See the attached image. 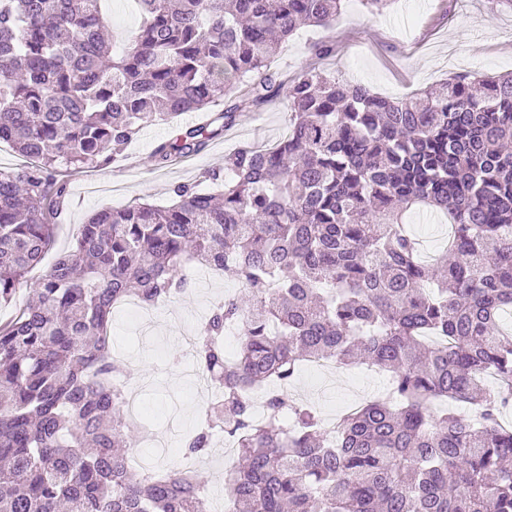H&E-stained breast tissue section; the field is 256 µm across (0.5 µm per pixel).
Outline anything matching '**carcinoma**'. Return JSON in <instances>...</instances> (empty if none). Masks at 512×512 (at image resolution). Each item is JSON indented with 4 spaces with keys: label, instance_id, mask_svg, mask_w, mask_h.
<instances>
[{
    "label": "carcinoma",
    "instance_id": "obj_1",
    "mask_svg": "<svg viewBox=\"0 0 512 512\" xmlns=\"http://www.w3.org/2000/svg\"><path fill=\"white\" fill-rule=\"evenodd\" d=\"M137 2L117 52L103 0H0V142L27 160L0 170V304L54 242L64 173L106 167L156 121L177 133L155 162L196 155L278 98L288 134L224 157L203 177L215 192L95 211L0 324V512H211L203 473L128 467L109 335L117 303L175 297L189 263L240 285L196 337L218 397L181 446L209 456L216 428L237 444L225 512H512V75L402 98L314 70L285 85L279 45L331 26L343 0ZM189 112L212 118L177 124ZM416 207L450 219L438 274L403 229ZM311 359L377 366L391 398L330 432L284 390Z\"/></svg>",
    "mask_w": 512,
    "mask_h": 512
}]
</instances>
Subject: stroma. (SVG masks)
<instances>
[{"label":"stroma","mask_w":512,"mask_h":512,"mask_svg":"<svg viewBox=\"0 0 512 512\" xmlns=\"http://www.w3.org/2000/svg\"><path fill=\"white\" fill-rule=\"evenodd\" d=\"M323 41L331 42L335 51L321 60L312 47ZM312 65L390 98L434 86L458 73L506 75L512 73V9L492 8L489 0H392L383 12L373 14L364 0H346L331 27L298 29L272 62L273 70L285 78ZM287 124V110L275 100L242 112L231 129L188 162L159 165L152 158L153 150L172 130L171 124L160 123L144 129L107 168L68 174L54 243L41 266L17 286L11 302L0 306V323L25 305L30 282L71 247L79 224L93 211L123 207L136 198L168 205L174 186L200 182L203 172L221 167L225 155L240 147L277 143ZM404 222L429 255L445 249L447 215L420 208L407 212ZM184 276L186 291L153 307L146 328L131 326L138 306L118 308L112 314V353L136 366L140 376L141 415L130 426L137 432L147 426L166 430L174 443L198 424L201 412L188 381L189 365L174 364L173 359L182 354L184 337L196 334L214 304L239 289L227 278L204 280L189 270ZM386 381L385 373L365 365L353 366L332 381L305 365L288 392L330 419L356 402L384 395Z\"/></svg>","instance_id":"obj_1"}]
</instances>
